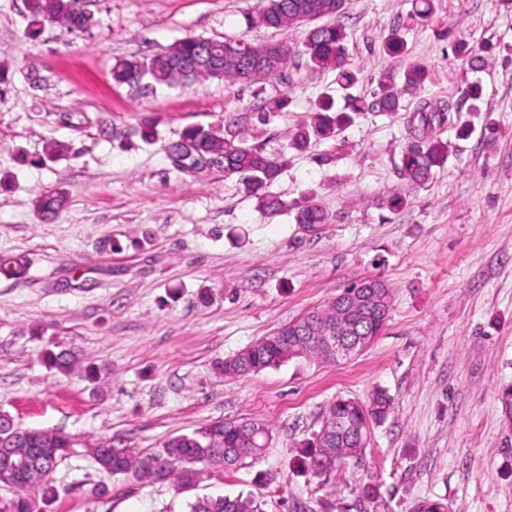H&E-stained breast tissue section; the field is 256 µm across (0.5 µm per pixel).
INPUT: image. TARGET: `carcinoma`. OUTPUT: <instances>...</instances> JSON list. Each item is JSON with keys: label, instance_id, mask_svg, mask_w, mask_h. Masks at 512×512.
Returning a JSON list of instances; mask_svg holds the SVG:
<instances>
[{"label": "carcinoma", "instance_id": "obj_1", "mask_svg": "<svg viewBox=\"0 0 512 512\" xmlns=\"http://www.w3.org/2000/svg\"><path fill=\"white\" fill-rule=\"evenodd\" d=\"M345 0H265V5L247 18L250 27L290 30L297 26L295 17L308 15V28L304 31L303 46L312 68L336 72V84L347 89L356 82L352 70L346 67L344 42L345 28L335 21L342 13ZM28 18L36 23H57L70 32H82L90 26V17L71 9L70 0H26ZM269 45H250L242 39L212 40L185 37L156 56L146 59L138 56L123 57L112 67V80L117 84L138 85L148 81L155 86H172L183 80L198 81L220 77L245 84V71L268 53ZM203 60L205 64L196 72L182 77L174 67L178 61ZM426 78L422 66H410L404 75V87L416 91ZM351 112H406L412 111L408 134L401 148L400 173L410 184L423 186L441 169L452 152V143L430 136L434 127L447 121V113L459 111L456 104H438L418 99L410 105L403 91L389 80H382L371 102L351 99L344 112L334 117L333 101L326 98L318 104L316 121L309 128L301 127L289 138V147L296 150L307 148L312 138H330L346 123ZM167 152L181 158L180 171L190 173L199 159L212 152L224 155V178L240 177L257 200V207L267 215H277L288 209V203L269 192L270 184L277 178L280 164L276 158L261 148L251 145L244 137H226L213 127L193 126L185 129L178 140L166 147ZM61 192H48L41 197L38 210L45 219L56 216L65 204ZM297 223L313 228L329 223L328 213L317 204L300 208ZM28 273V263L23 256L0 263V274L10 278H22ZM360 284L376 304L359 305L351 313L354 325L349 342L357 350L366 348L387 324L392 309V294L384 282L365 279ZM339 300L328 301L324 306L310 311L297 321L278 330L274 335L262 338L235 355L216 364V370L226 376L258 374L300 357L324 362L336 361V356L320 345H308L304 355H298L300 339L319 330L336 319ZM49 365L60 373L72 371L75 354L67 349L50 351ZM391 399L383 390L376 391L366 403L352 398L339 397L332 401L325 412L322 425L313 437L303 441L297 451L296 467L314 477H327L362 454L370 426L382 422L390 409ZM269 429L257 420L216 421L191 434L170 438L160 453L139 456L126 448H107L98 445L93 455L100 469L109 475L131 476L137 480L150 478L176 480L178 487L187 490L194 487L209 469H226L241 464L246 459L259 457ZM0 441L9 449L28 460L26 485L14 491L13 497L0 501V512H35V504L28 491L34 486L42 490L45 499L56 496L57 489L51 484L50 474L71 447V437L61 431L23 429L14 425L0 428ZM189 512H256L253 501L241 496H218L198 499L189 503Z\"/></svg>", "mask_w": 512, "mask_h": 512}]
</instances>
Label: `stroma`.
Listing matches in <instances>:
<instances>
[{
	"mask_svg": "<svg viewBox=\"0 0 512 512\" xmlns=\"http://www.w3.org/2000/svg\"><path fill=\"white\" fill-rule=\"evenodd\" d=\"M260 0H84L82 33H27L25 0H0V260L22 255L20 279L0 275V412L20 427L74 441L53 474L57 498L32 489L38 512H187L189 496L242 495L257 512H413L442 498L449 512H512V0H346L352 93L371 99L383 77L422 64V97L460 101L479 81L475 112L435 128L455 150L421 187L400 175L408 113L360 112L340 134L297 151L288 135L311 125L322 94L343 103L331 71L296 54L257 85L209 78L155 90L114 84L119 58L149 57L186 36L301 43V30L248 27ZM399 35L404 50L385 43ZM484 59L468 68L463 48ZM287 106L267 112L271 98ZM157 131L140 135L144 121ZM221 128L278 157L270 217L234 178L177 170L163 146L189 126ZM66 147L54 159L44 146ZM66 204L42 219L37 198ZM396 213L380 208L392 193ZM320 204L311 231L294 206ZM117 249L105 248V241ZM393 294L383 332L335 364L293 360L226 377L214 365L272 335L353 282ZM75 352L70 374L47 350ZM393 404L360 457L322 480L295 467L337 397ZM271 430L257 459L204 477L193 494L173 480L101 471L99 444L148 455L171 437L222 419ZM373 486V500L359 490Z\"/></svg>",
	"mask_w": 512,
	"mask_h": 512,
	"instance_id": "obj_1",
	"label": "stroma"
}]
</instances>
